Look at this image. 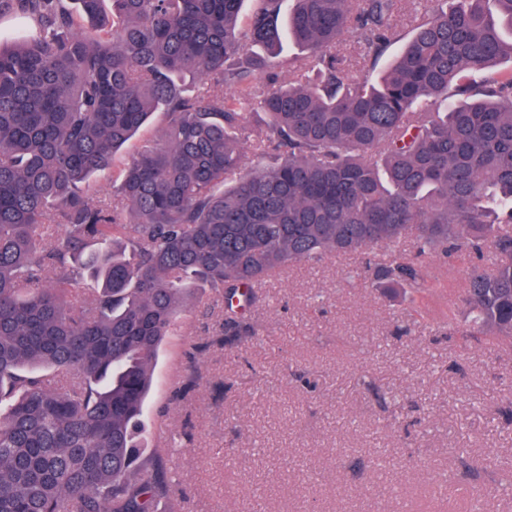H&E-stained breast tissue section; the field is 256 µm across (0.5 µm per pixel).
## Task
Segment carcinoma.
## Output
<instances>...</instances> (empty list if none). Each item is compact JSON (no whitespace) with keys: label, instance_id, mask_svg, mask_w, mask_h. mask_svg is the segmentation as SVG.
<instances>
[{"label":"carcinoma","instance_id":"1","mask_svg":"<svg viewBox=\"0 0 512 512\" xmlns=\"http://www.w3.org/2000/svg\"><path fill=\"white\" fill-rule=\"evenodd\" d=\"M250 2L0 0L37 22L0 40V512L171 498L176 442L146 452L143 413L198 288L242 336L234 307L294 265L367 253L372 287L414 297L419 259L471 251L466 332L512 337V0H442L377 77L398 0ZM246 147L278 162L246 171ZM162 127V116L160 114L153 115L150 122L141 129L136 139L130 142L124 149L118 152L116 156V165L121 166L133 159L135 146L140 139L156 138Z\"/></svg>","mask_w":512,"mask_h":512}]
</instances>
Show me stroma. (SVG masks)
Wrapping results in <instances>:
<instances>
[{
  "label": "stroma",
  "mask_w": 512,
  "mask_h": 512,
  "mask_svg": "<svg viewBox=\"0 0 512 512\" xmlns=\"http://www.w3.org/2000/svg\"><path fill=\"white\" fill-rule=\"evenodd\" d=\"M468 254L426 266L417 300L332 256L275 279L224 336L197 289L157 362L143 420L185 445L160 512H512V338L466 340Z\"/></svg>",
  "instance_id": "1"
}]
</instances>
